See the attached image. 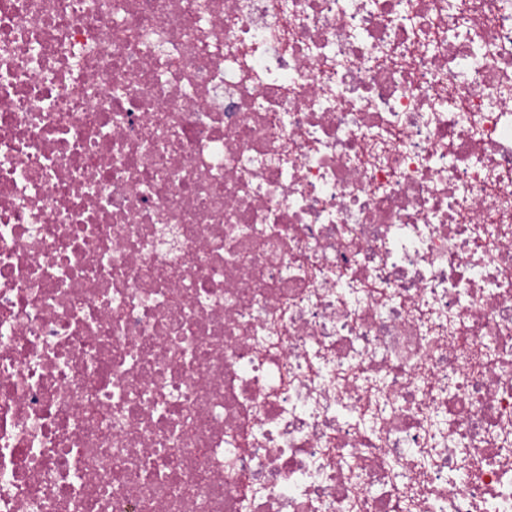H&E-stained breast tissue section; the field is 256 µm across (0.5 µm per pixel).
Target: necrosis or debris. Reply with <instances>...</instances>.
Returning a JSON list of instances; mask_svg holds the SVG:
<instances>
[{"label": "necrosis or debris", "mask_w": 512, "mask_h": 512, "mask_svg": "<svg viewBox=\"0 0 512 512\" xmlns=\"http://www.w3.org/2000/svg\"><path fill=\"white\" fill-rule=\"evenodd\" d=\"M0 512H512V0H0Z\"/></svg>", "instance_id": "obj_1"}]
</instances>
